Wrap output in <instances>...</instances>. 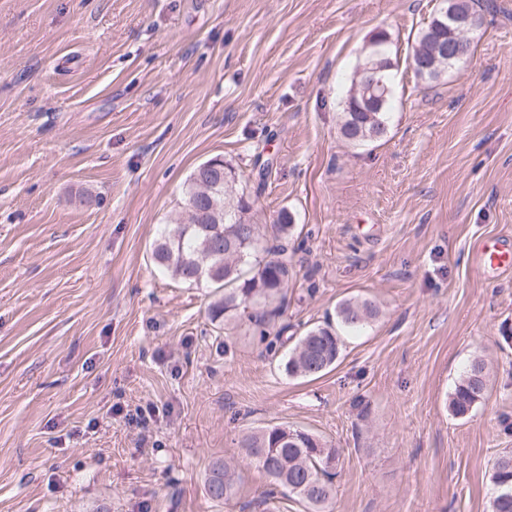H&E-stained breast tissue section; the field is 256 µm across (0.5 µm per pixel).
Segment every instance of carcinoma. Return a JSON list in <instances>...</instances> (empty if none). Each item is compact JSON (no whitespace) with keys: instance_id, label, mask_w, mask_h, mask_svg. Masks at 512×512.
<instances>
[{"instance_id":"carcinoma-1","label":"carcinoma","mask_w":512,"mask_h":512,"mask_svg":"<svg viewBox=\"0 0 512 512\" xmlns=\"http://www.w3.org/2000/svg\"><path fill=\"white\" fill-rule=\"evenodd\" d=\"M456 14L468 21L471 31L483 21L481 0H451ZM431 20L415 37L412 53L431 62L429 69L416 76L433 82L448 64L435 60L434 30ZM368 69L379 70L386 86H392L391 59L387 46L363 56L346 93L341 135L351 145L361 146L381 140L388 131L387 114L393 94L377 109L367 111L373 98L364 84ZM223 174L206 185L190 175L185 189L187 199H199L204 214L188 216L184 222L166 224L156 239L152 257L158 268L171 278L188 285L209 284L219 293L210 304L212 320L223 325L224 335H234L247 325L266 343V353L283 365L290 376L318 377L336 364L341 353L339 330L356 331L374 319L378 309L364 300L345 299L336 306V321H325L299 337L294 346L281 353L290 337L287 326L279 323L288 308V281L294 275L288 248L268 245L259 225L251 220L255 199L239 183L232 167L219 161ZM488 382L486 364L480 357L471 360L450 394L448 407L464 418L481 403ZM241 460L232 465L222 459L211 462L205 475V488L211 500L230 503L237 499L242 467H255L269 480L262 499L279 489L298 499L306 512H329L335 496L333 468L338 450L321 443L305 430L283 425L260 427L239 439ZM493 497L491 512H512V450L500 453L492 465Z\"/></svg>"}]
</instances>
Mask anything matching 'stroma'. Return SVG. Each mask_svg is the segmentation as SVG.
<instances>
[{
  "mask_svg": "<svg viewBox=\"0 0 512 512\" xmlns=\"http://www.w3.org/2000/svg\"><path fill=\"white\" fill-rule=\"evenodd\" d=\"M494 3L427 83L408 56L437 0H0V512H303L258 504L254 467L229 505L205 491L275 424L338 448L332 512H490L512 448V271L478 257L512 242V0ZM381 32L388 133L355 147L342 99ZM217 156L269 241L294 216L288 335L349 298L378 309L322 377L225 337L210 289L153 264ZM477 356L487 391L458 418ZM487 382L484 360L473 358L450 394L448 407L452 414L460 418L469 415L481 403Z\"/></svg>",
  "mask_w": 512,
  "mask_h": 512,
  "instance_id": "obj_1",
  "label": "stroma"
}]
</instances>
